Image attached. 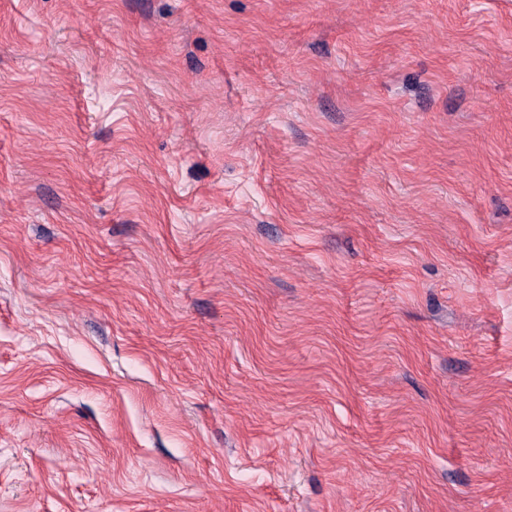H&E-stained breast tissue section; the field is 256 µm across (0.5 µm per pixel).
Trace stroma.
Instances as JSON below:
<instances>
[{
  "label": "stroma",
  "instance_id": "35a3bbf8",
  "mask_svg": "<svg viewBox=\"0 0 512 512\" xmlns=\"http://www.w3.org/2000/svg\"><path fill=\"white\" fill-rule=\"evenodd\" d=\"M0 512H512V0H0Z\"/></svg>",
  "mask_w": 512,
  "mask_h": 512
}]
</instances>
